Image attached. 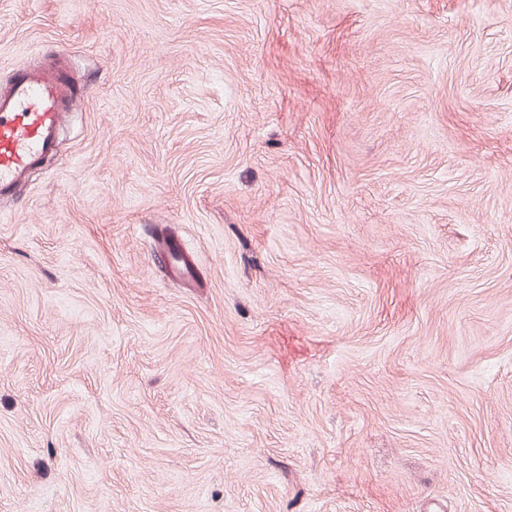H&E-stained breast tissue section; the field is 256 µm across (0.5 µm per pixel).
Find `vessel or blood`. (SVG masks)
I'll return each instance as SVG.
<instances>
[{
  "label": "vessel or blood",
  "instance_id": "b4317fda",
  "mask_svg": "<svg viewBox=\"0 0 512 512\" xmlns=\"http://www.w3.org/2000/svg\"><path fill=\"white\" fill-rule=\"evenodd\" d=\"M82 93L66 55L57 50L43 52L0 84V203L11 200L56 153L66 117ZM157 259L180 276L192 263L188 251H175L167 241L159 243Z\"/></svg>",
  "mask_w": 512,
  "mask_h": 512
}]
</instances>
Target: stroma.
I'll return each mask as SVG.
<instances>
[{"label":"stroma","mask_w":512,"mask_h":512,"mask_svg":"<svg viewBox=\"0 0 512 512\" xmlns=\"http://www.w3.org/2000/svg\"><path fill=\"white\" fill-rule=\"evenodd\" d=\"M50 46L0 512H512V0H0ZM177 248L180 252V258L175 260L173 258V249ZM157 259L159 262H164L171 268L172 272L179 276H186L189 274L192 257L185 249L183 244H175L174 242H167L163 240L157 247Z\"/></svg>","instance_id":"1"}]
</instances>
